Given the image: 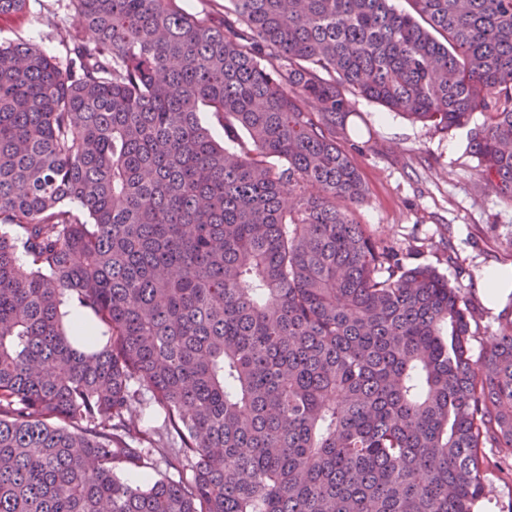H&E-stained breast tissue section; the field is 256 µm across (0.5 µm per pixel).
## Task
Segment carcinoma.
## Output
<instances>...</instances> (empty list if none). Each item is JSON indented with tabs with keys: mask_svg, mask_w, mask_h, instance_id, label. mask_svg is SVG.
<instances>
[{
	"mask_svg": "<svg viewBox=\"0 0 512 512\" xmlns=\"http://www.w3.org/2000/svg\"><path fill=\"white\" fill-rule=\"evenodd\" d=\"M406 3L72 0L66 67L0 43V512H476L512 481V304L473 359L462 285L354 221L339 138L352 95L479 111L512 203V0ZM160 462L190 478L119 476ZM132 410L141 414V422L148 428H161L164 424L163 411L150 400L133 403Z\"/></svg>",
	"mask_w": 512,
	"mask_h": 512,
	"instance_id": "carcinoma-1",
	"label": "carcinoma"
}]
</instances>
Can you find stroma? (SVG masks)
I'll return each instance as SVG.
<instances>
[{"instance_id": "1", "label": "stroma", "mask_w": 512, "mask_h": 512, "mask_svg": "<svg viewBox=\"0 0 512 512\" xmlns=\"http://www.w3.org/2000/svg\"><path fill=\"white\" fill-rule=\"evenodd\" d=\"M73 18L71 0H27L23 13L0 18V43L27 40L65 63L61 36ZM351 104L350 151L366 189L357 221L409 249L410 263L432 265L462 284L476 311L471 354L482 357L500 313L485 303L484 274L512 264V204L479 180L465 152L482 116L439 133L359 96Z\"/></svg>"}]
</instances>
